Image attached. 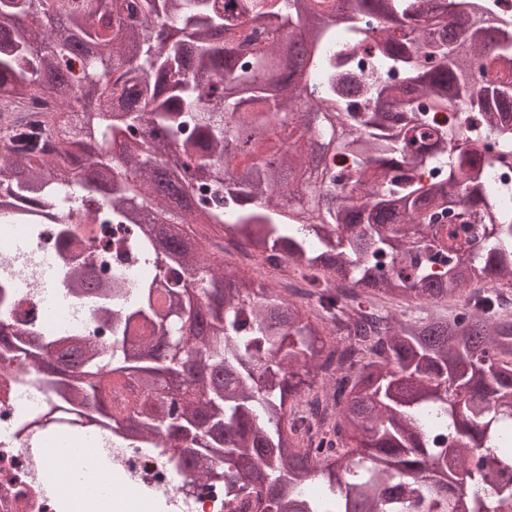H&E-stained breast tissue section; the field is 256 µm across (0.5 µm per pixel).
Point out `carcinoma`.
I'll return each instance as SVG.
<instances>
[{
  "instance_id": "cac0c4a2",
  "label": "carcinoma",
  "mask_w": 512,
  "mask_h": 512,
  "mask_svg": "<svg viewBox=\"0 0 512 512\" xmlns=\"http://www.w3.org/2000/svg\"><path fill=\"white\" fill-rule=\"evenodd\" d=\"M483 0H0V220L71 224L163 279L63 292L112 306L87 330L0 343L51 410L164 442L224 506L271 512H512V29ZM267 31L243 62L235 29ZM378 31L369 82L336 32ZM54 107L27 112V101ZM458 107L480 126L427 134ZM445 175L424 178L425 136ZM337 155L350 158L335 166ZM480 224L476 247L446 223ZM230 239L305 288L212 264ZM191 321L183 347L163 336ZM153 326V335L134 336ZM178 383L169 393L162 378ZM132 379L126 413L104 385ZM488 187L496 197L500 209L512 213V167L494 172Z\"/></svg>"
}]
</instances>
